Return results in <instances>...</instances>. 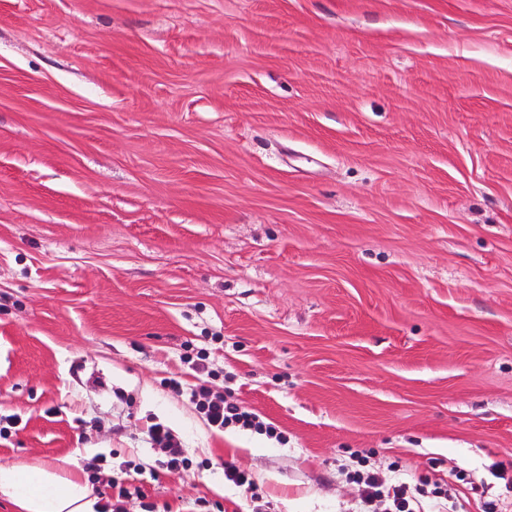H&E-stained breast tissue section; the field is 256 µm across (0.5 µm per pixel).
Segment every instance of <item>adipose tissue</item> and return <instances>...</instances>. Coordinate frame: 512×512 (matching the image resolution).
<instances>
[{
    "instance_id": "adipose-tissue-1",
    "label": "adipose tissue",
    "mask_w": 512,
    "mask_h": 512,
    "mask_svg": "<svg viewBox=\"0 0 512 512\" xmlns=\"http://www.w3.org/2000/svg\"><path fill=\"white\" fill-rule=\"evenodd\" d=\"M0 494L20 512H97L99 507L86 481L40 466L0 464Z\"/></svg>"
}]
</instances>
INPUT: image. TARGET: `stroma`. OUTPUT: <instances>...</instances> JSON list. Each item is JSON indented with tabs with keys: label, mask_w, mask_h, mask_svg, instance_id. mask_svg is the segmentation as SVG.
I'll use <instances>...</instances> for the list:
<instances>
[{
	"label": "stroma",
	"mask_w": 512,
	"mask_h": 512,
	"mask_svg": "<svg viewBox=\"0 0 512 512\" xmlns=\"http://www.w3.org/2000/svg\"><path fill=\"white\" fill-rule=\"evenodd\" d=\"M155 423L122 512H512V0H0V464L104 503ZM191 396L197 399L198 409L205 415L212 426L224 429L235 425L243 429L264 433L268 437L282 441L281 432L272 423H265L260 416L248 408L238 404H226L221 395H212L204 385L191 390ZM148 434L153 441L165 442L167 458L165 461H161V466L169 472H176L191 463L186 449L182 448L180 442L174 441V436L168 427L161 423L152 424L148 429ZM362 453L365 452L351 453L360 468L347 473L350 479L364 488L358 512H373L376 501L386 502L388 512L450 511L447 505L455 494L448 488V481L437 475V472L420 475L413 486L402 477L385 481L368 467L369 456ZM224 480L231 482L236 487L244 488L246 492L251 493V498L259 497V486L255 479L247 472L237 468L232 462L224 464Z\"/></svg>",
	"instance_id": "stroma-1"
}]
</instances>
